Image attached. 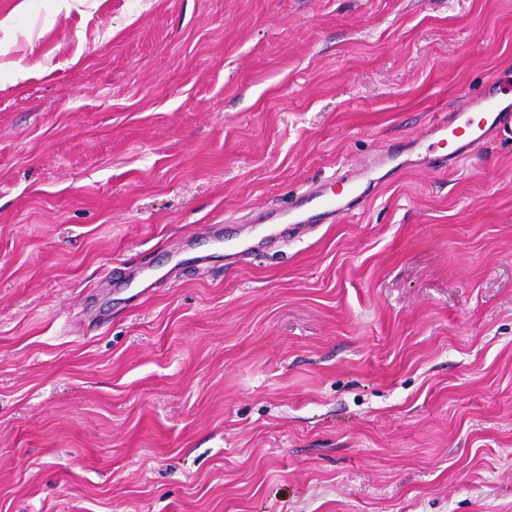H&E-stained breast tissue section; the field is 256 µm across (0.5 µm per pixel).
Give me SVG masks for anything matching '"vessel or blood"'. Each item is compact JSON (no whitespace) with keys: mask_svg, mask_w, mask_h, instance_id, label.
<instances>
[{"mask_svg":"<svg viewBox=\"0 0 512 512\" xmlns=\"http://www.w3.org/2000/svg\"><path fill=\"white\" fill-rule=\"evenodd\" d=\"M506 98L501 87H489L471 96L462 111L450 113L433 126L434 135L453 143L449 159H461L469 155L475 145L512 131V107L506 105ZM307 201L323 214L340 217L345 211L334 193L316 190L308 194Z\"/></svg>","mask_w":512,"mask_h":512,"instance_id":"obj_1","label":"vessel or blood"}]
</instances>
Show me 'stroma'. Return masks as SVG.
<instances>
[{"instance_id":"obj_1","label":"stroma","mask_w":512,"mask_h":512,"mask_svg":"<svg viewBox=\"0 0 512 512\" xmlns=\"http://www.w3.org/2000/svg\"><path fill=\"white\" fill-rule=\"evenodd\" d=\"M2 12L0 512H512V0ZM503 82L497 79L494 83L498 86L471 96L462 111L444 116L433 126L431 134L439 137L436 144L447 137L453 142L448 164L469 155L475 145L512 130V110L508 104L504 105L508 93L501 89ZM344 191L342 186L341 192H334L332 194L324 193L320 190H314L311 194H308L306 203L312 204V209L320 211V214H329L331 216H343L345 207L340 203L339 196Z\"/></svg>"}]
</instances>
